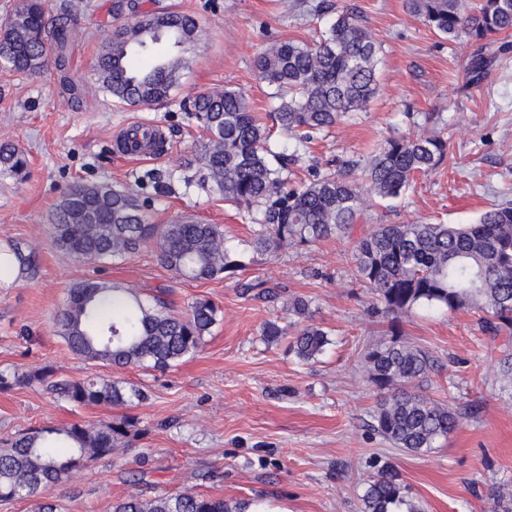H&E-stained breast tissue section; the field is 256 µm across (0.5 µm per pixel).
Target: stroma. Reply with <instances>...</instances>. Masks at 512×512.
<instances>
[{
    "mask_svg": "<svg viewBox=\"0 0 512 512\" xmlns=\"http://www.w3.org/2000/svg\"><path fill=\"white\" fill-rule=\"evenodd\" d=\"M318 0H46L48 15L76 8L66 71L48 66L27 76L0 66V141L28 157L24 180L0 174V251H34L37 272L0 284V373L57 368L68 379H119L147 393L125 409L80 406L32 384L0 391V439L34 427L98 425L128 415L130 445L120 456L90 463L50 490L59 512H111L129 493L151 497L189 491L247 501L263 497L268 512H361L360 495L382 465H391L425 512H493L500 488L512 489V379L500 370L512 353V330H489L483 313L419 309L402 318L406 341L432 351L439 366L425 395L461 412L460 426L427 453L395 447L373 429L381 394L357 362L369 344L389 340L391 319L353 273L357 240L381 224H471L493 204L512 202V36L485 39L496 60L480 80L464 69L474 46L440 37L405 8V0H331L353 6L380 43V91L367 111L329 131L305 155L307 168L367 156L391 135L439 133L447 155L418 176L400 198L372 203L351 234L276 254L258 255L255 229L242 213L196 184L203 131L182 104L200 91L232 87L267 121L271 89L256 79V56L272 40L319 39L329 16ZM175 8L194 16L201 37L169 99L128 106L91 92L93 65L113 25ZM159 125L166 147L131 162L115 141L126 125ZM162 175V188L141 184ZM108 183L150 197L148 223L188 212L218 224L244 254L239 280L190 281L160 264L151 248L121 261L72 262L56 248L52 214L72 184ZM116 282L150 294L169 291L175 312L210 300L219 320L200 350L157 371H117L73 355L54 315L79 281ZM268 281L311 302V321L331 340L304 363L286 343L265 344L266 322L284 317L280 300L242 295L238 281Z\"/></svg>",
    "mask_w": 512,
    "mask_h": 512,
    "instance_id": "1",
    "label": "stroma"
}]
</instances>
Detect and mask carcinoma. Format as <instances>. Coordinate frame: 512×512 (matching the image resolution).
Listing matches in <instances>:
<instances>
[{"label": "carcinoma", "instance_id": "cac0c4a2", "mask_svg": "<svg viewBox=\"0 0 512 512\" xmlns=\"http://www.w3.org/2000/svg\"><path fill=\"white\" fill-rule=\"evenodd\" d=\"M409 13L430 30L474 43L490 35H512V0H479L471 15L468 0H406ZM75 15L47 16L43 0H19L0 22V63L27 75L49 61L64 69L70 55ZM197 21L163 11L143 14L135 24H116L94 64V87L120 103L152 104L166 99L189 66L188 49L199 38ZM380 47L352 7L336 10L324 37L272 41L255 58L259 79L273 88L272 112L279 131L295 142L292 153L273 150V129L256 119L245 93L235 88L201 92L183 104L188 118L207 134L198 157V186L215 190L224 205L243 211L258 225L251 246L271 254L346 234L369 200L388 201L405 193L422 174L445 158L438 134L392 136L377 145L365 163L347 159L333 172L312 171L296 185L289 166L318 135L357 112L379 92ZM493 62L482 53L465 68L469 80ZM25 153L0 141V174L20 175ZM136 194L109 184L69 187L52 217L53 241L76 263L125 258L150 245L176 276L192 281L234 279L246 263L218 224L180 219L147 224ZM356 277L371 288L392 316L394 338L368 346L360 362L370 382L384 392L373 428L395 447L427 452L459 426V415L417 388L435 371L432 353L399 338V319L417 308L486 313L493 330L512 325V204H495L474 224H382L361 238L353 254ZM289 321L264 324L269 345L291 338L289 351L303 362L331 344L313 324L309 301L295 296L284 306ZM218 308L206 299L186 314L173 310L167 293L148 296L115 283H75L58 310V335L76 356L115 369L146 366L166 370L201 348L217 322ZM296 327L294 334L289 328ZM38 383L75 406L122 408L145 395L114 380H71L46 366L33 373L0 374V390ZM127 420L63 428L30 429L0 448V502L19 496L41 499L37 512H56L44 500L52 487L70 479L92 460L128 447ZM361 512H423L409 489L389 469L378 472L361 496ZM246 503L183 492L147 497L133 492L112 512H245Z\"/></svg>", "mask_w": 512, "mask_h": 512}]
</instances>
